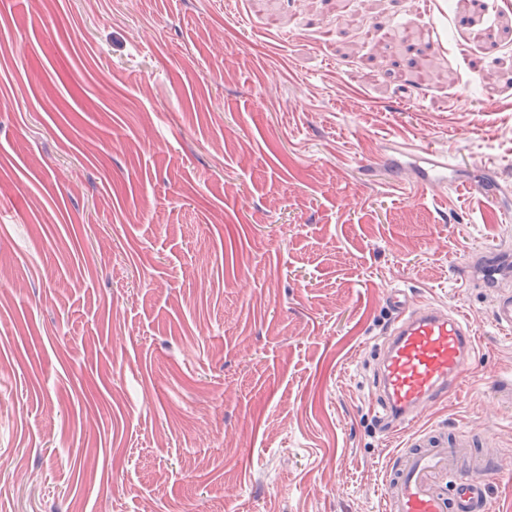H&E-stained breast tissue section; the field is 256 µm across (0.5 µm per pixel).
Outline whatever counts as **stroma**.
I'll list each match as a JSON object with an SVG mask.
<instances>
[{
  "instance_id": "35a3bbf8",
  "label": "stroma",
  "mask_w": 512,
  "mask_h": 512,
  "mask_svg": "<svg viewBox=\"0 0 512 512\" xmlns=\"http://www.w3.org/2000/svg\"><path fill=\"white\" fill-rule=\"evenodd\" d=\"M493 249L512 0H0V512H382L392 288L480 338L413 430L512 453ZM429 167H419V178L423 185L431 186L437 181H442L448 185H452L456 182V178L453 175V166L448 163V159L445 157H438L430 162H425ZM499 257L496 252H488L481 260L482 281L486 288H497L499 286L500 276L504 274Z\"/></svg>"
}]
</instances>
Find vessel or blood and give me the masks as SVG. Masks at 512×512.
<instances>
[{
  "instance_id": "obj_1",
  "label": "vessel or blood",
  "mask_w": 512,
  "mask_h": 512,
  "mask_svg": "<svg viewBox=\"0 0 512 512\" xmlns=\"http://www.w3.org/2000/svg\"><path fill=\"white\" fill-rule=\"evenodd\" d=\"M423 185L453 181L447 158L420 168ZM484 287L495 288L503 273L498 253L483 256ZM392 316L378 348L371 409L384 434L412 423L454 393L466 380L475 354V333L463 315L413 299L405 290L386 296ZM493 319L512 330V294H501ZM410 432V430H409ZM473 437L437 429L410 432L389 462L381 493L382 512H493L487 480L497 465L468 457Z\"/></svg>"
}]
</instances>
